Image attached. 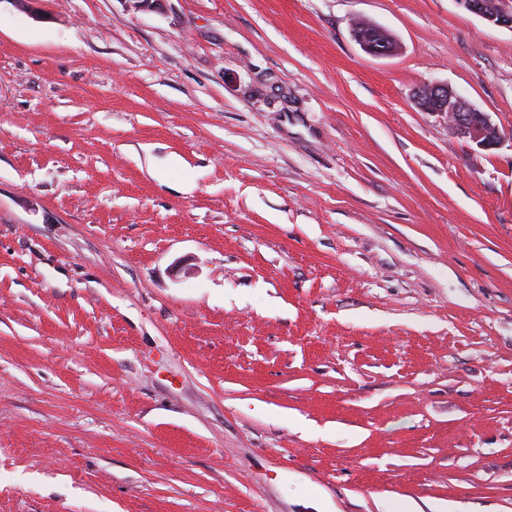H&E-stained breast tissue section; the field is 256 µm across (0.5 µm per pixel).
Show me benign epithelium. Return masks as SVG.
Wrapping results in <instances>:
<instances>
[{
	"instance_id": "7a95c632",
	"label": "benign epithelium",
	"mask_w": 512,
	"mask_h": 512,
	"mask_svg": "<svg viewBox=\"0 0 512 512\" xmlns=\"http://www.w3.org/2000/svg\"><path fill=\"white\" fill-rule=\"evenodd\" d=\"M470 12L484 19L488 24L512 29V0H459ZM353 37L362 49L376 57L396 52L397 46L390 34L383 28L359 23L353 28ZM414 97L419 108L447 119L449 129L478 147L491 149L501 141L498 127L489 115L468 105L447 85L431 83L416 89Z\"/></svg>"
}]
</instances>
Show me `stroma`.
<instances>
[{"label":"stroma","mask_w":512,"mask_h":512,"mask_svg":"<svg viewBox=\"0 0 512 512\" xmlns=\"http://www.w3.org/2000/svg\"><path fill=\"white\" fill-rule=\"evenodd\" d=\"M415 504L512 512V30L0 0V512ZM353 37L362 49L372 56L392 55L397 49L390 34L377 25L359 23L353 28ZM414 97L422 111L444 116L449 129L457 136L484 149L494 148L500 143L501 133L489 115L468 105L448 85H422L416 89Z\"/></svg>","instance_id":"1"}]
</instances>
